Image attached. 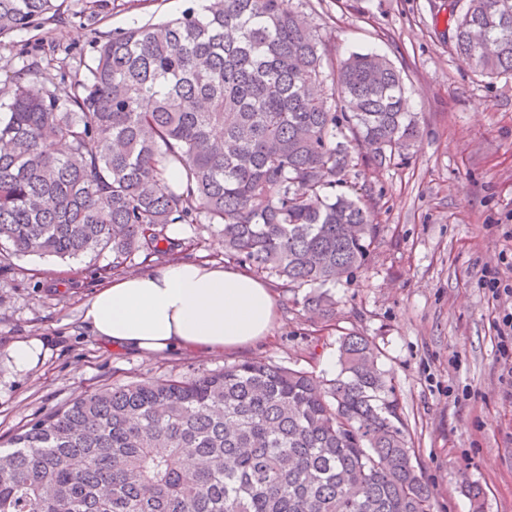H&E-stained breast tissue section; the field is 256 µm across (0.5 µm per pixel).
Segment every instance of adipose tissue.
<instances>
[{"mask_svg":"<svg viewBox=\"0 0 512 512\" xmlns=\"http://www.w3.org/2000/svg\"><path fill=\"white\" fill-rule=\"evenodd\" d=\"M276 301L266 282L220 262L180 260L95 288L83 321L104 346L142 355L214 356L268 336Z\"/></svg>","mask_w":512,"mask_h":512,"instance_id":"ef3b65f1","label":"adipose tissue"}]
</instances>
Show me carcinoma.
Wrapping results in <instances>:
<instances>
[{"mask_svg": "<svg viewBox=\"0 0 512 512\" xmlns=\"http://www.w3.org/2000/svg\"><path fill=\"white\" fill-rule=\"evenodd\" d=\"M59 10L0 0V40ZM448 29L474 73L512 75V0H465ZM96 52L83 79L0 91V242L61 259L108 249L120 271L176 250L168 225L207 224L224 258L329 318L327 285L379 234L347 176L419 139L401 71L352 52L327 77L292 0H213ZM338 352L333 379L244 360L85 394L0 448V512H432L376 346L350 332Z\"/></svg>", "mask_w": 512, "mask_h": 512, "instance_id": "cac0c4a2", "label": "carcinoma"}]
</instances>
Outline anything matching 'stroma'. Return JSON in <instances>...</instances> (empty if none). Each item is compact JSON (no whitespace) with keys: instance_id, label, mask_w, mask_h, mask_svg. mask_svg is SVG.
<instances>
[{"instance_id":"1","label":"stroma","mask_w":512,"mask_h":512,"mask_svg":"<svg viewBox=\"0 0 512 512\" xmlns=\"http://www.w3.org/2000/svg\"><path fill=\"white\" fill-rule=\"evenodd\" d=\"M190 0H65L62 19L0 41V87L17 71L84 77L113 33L181 15ZM333 61L377 50L401 70L420 141L408 159L365 170L379 247L336 285L331 322L311 319L276 280L278 316L263 341L223 356L140 355L105 347L82 321L84 303L113 278L112 254L73 259L14 254L0 263V445L76 397L143 379L191 378L225 363L265 360L327 378L338 336L378 347L403 406L434 512H512V366L499 325L512 297L484 279L512 251V78L476 76L450 49L448 0H299ZM37 338L47 358L24 374L13 342ZM484 490L482 510L467 493Z\"/></svg>"}]
</instances>
